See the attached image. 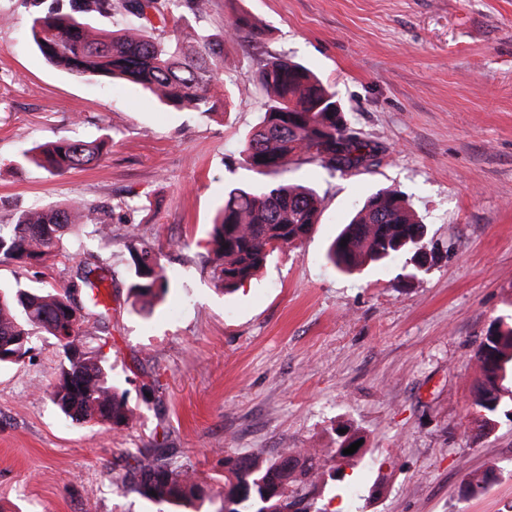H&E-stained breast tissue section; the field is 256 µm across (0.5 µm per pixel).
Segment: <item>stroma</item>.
Masks as SVG:
<instances>
[{
  "mask_svg": "<svg viewBox=\"0 0 512 512\" xmlns=\"http://www.w3.org/2000/svg\"><path fill=\"white\" fill-rule=\"evenodd\" d=\"M32 13L31 0H0V224L81 200L111 207L112 237L80 236L42 264L0 263V282L61 287L85 253L107 258L106 328L85 342L136 419L112 431L65 420L47 395L63 350L34 336L30 359L0 368V505L159 512L113 473L156 434L208 480L227 457L274 448L329 459L344 426L365 455L314 491L321 512H512V422L478 431L473 403L481 338L512 326V0H208L197 29L220 37L245 13L262 32L257 45L225 44V107L211 116L51 67L29 37ZM271 55L313 70L383 152L344 174L290 163L287 179L322 198L319 223L222 295L209 226L225 189L258 180L239 151L265 110L256 73ZM61 138L106 139L101 163L61 176L20 163ZM383 187L405 195L439 254L416 278L401 257L354 275L325 259ZM135 235L161 248L171 277L149 316L128 298ZM489 467L496 479L467 492L465 475Z\"/></svg>",
  "mask_w": 512,
  "mask_h": 512,
  "instance_id": "obj_1",
  "label": "stroma"
}]
</instances>
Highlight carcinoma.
I'll use <instances>...</instances> for the list:
<instances>
[{
	"label": "carcinoma",
	"mask_w": 512,
	"mask_h": 512,
	"mask_svg": "<svg viewBox=\"0 0 512 512\" xmlns=\"http://www.w3.org/2000/svg\"><path fill=\"white\" fill-rule=\"evenodd\" d=\"M207 0H33L36 13L30 27L32 42L44 59L77 76L112 82L122 80L142 86L176 110L217 111L212 94L220 81L224 42L243 34L260 39L249 17L239 15L224 36L212 37L183 22L176 10L183 7L203 13ZM122 9L138 20L157 17L162 24L174 20L163 38L148 35L142 26L112 31L83 21ZM257 80L268 100L260 123L245 140L243 162L264 181L234 187L224 193V204L211 224L208 264L214 287L235 291L252 278L284 246L303 240L317 223L322 199L317 191L282 179L288 161H316L330 172L353 168L348 153L378 154V147L347 126L335 93L305 66L283 55L266 58ZM103 142L58 139L22 152L21 157L53 175L83 169L102 160ZM90 224L102 238L111 237L106 214L80 201L64 206L22 210L12 223L0 224V262H42L60 255L64 242L76 228ZM426 225L391 188L372 193L351 221L330 242L326 258L341 272L352 273L369 263H384L399 255L413 262L425 249ZM134 277L130 294L141 309L164 299L170 277L152 244L132 245ZM108 266L96 255L87 258L62 289L0 287V366L17 364L32 351L31 336L39 330L62 335L74 325L82 335L88 316L102 319L96 290L107 280ZM83 295L84 303L77 302ZM66 356L50 396L61 414L78 423H95L111 429L128 426L134 411L112 383L100 352L76 349ZM476 359L481 378L474 404L483 411L478 428H492L502 413V400L512 383V328L492 327L482 337ZM177 449L166 440L155 441L130 455L131 462L116 471L120 485L150 501L167 506V512H321L313 509L311 491L320 484L340 482L331 468L309 448L283 449L268 458L228 459L224 466V492L202 482L189 468L177 463ZM494 470L468 474L470 492L483 490ZM238 490L236 507L225 510L226 500Z\"/></svg>",
	"instance_id": "obj_1"
}]
</instances>
